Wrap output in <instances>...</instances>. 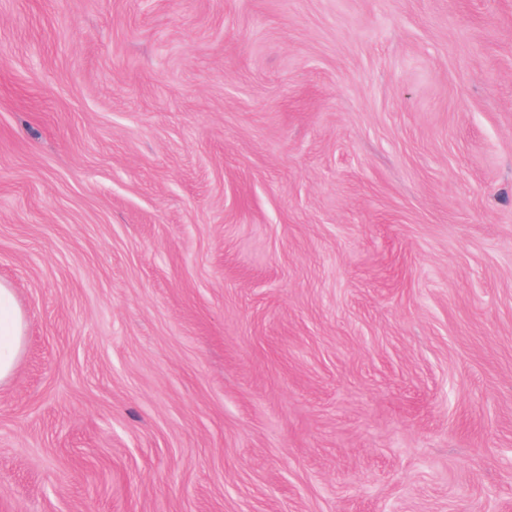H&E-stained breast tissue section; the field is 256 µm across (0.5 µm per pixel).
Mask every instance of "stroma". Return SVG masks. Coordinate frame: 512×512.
I'll list each match as a JSON object with an SVG mask.
<instances>
[{
  "mask_svg": "<svg viewBox=\"0 0 512 512\" xmlns=\"http://www.w3.org/2000/svg\"><path fill=\"white\" fill-rule=\"evenodd\" d=\"M0 512H512V0H0ZM26 327L14 288L0 282V383L14 375L24 349Z\"/></svg>",
  "mask_w": 512,
  "mask_h": 512,
  "instance_id": "1",
  "label": "stroma"
}]
</instances>
